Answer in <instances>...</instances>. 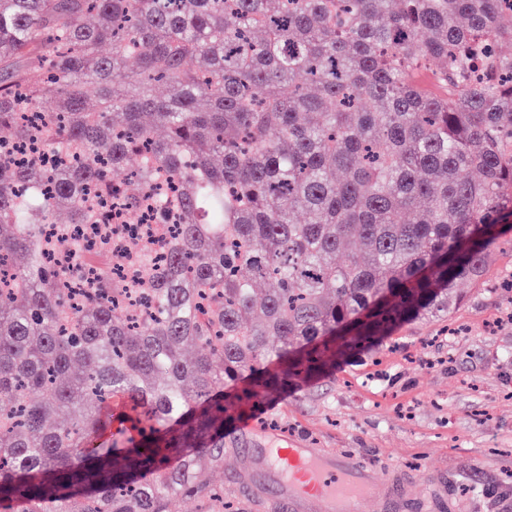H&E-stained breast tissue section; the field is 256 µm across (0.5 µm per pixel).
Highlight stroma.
I'll list each match as a JSON object with an SVG mask.
<instances>
[{
	"instance_id": "stroma-1",
	"label": "stroma",
	"mask_w": 512,
	"mask_h": 512,
	"mask_svg": "<svg viewBox=\"0 0 512 512\" xmlns=\"http://www.w3.org/2000/svg\"><path fill=\"white\" fill-rule=\"evenodd\" d=\"M457 292L447 323L407 325L397 347L267 400L268 439L438 483L436 512H512V294Z\"/></svg>"
}]
</instances>
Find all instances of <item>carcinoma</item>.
Segmentation results:
<instances>
[{
  "mask_svg": "<svg viewBox=\"0 0 512 512\" xmlns=\"http://www.w3.org/2000/svg\"><path fill=\"white\" fill-rule=\"evenodd\" d=\"M506 42L512 0H0V512H228V424L487 285ZM430 60L446 96L415 80ZM113 202L178 212L137 318L114 262L45 237Z\"/></svg>",
  "mask_w": 512,
  "mask_h": 512,
  "instance_id": "cac0c4a2",
  "label": "carcinoma"
}]
</instances>
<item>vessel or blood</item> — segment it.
<instances>
[{
    "instance_id": "vessel-or-blood-1",
    "label": "vessel or blood",
    "mask_w": 512,
    "mask_h": 512,
    "mask_svg": "<svg viewBox=\"0 0 512 512\" xmlns=\"http://www.w3.org/2000/svg\"><path fill=\"white\" fill-rule=\"evenodd\" d=\"M289 512H394L410 494L398 475H379L354 455L331 456L315 448L258 451Z\"/></svg>"
}]
</instances>
